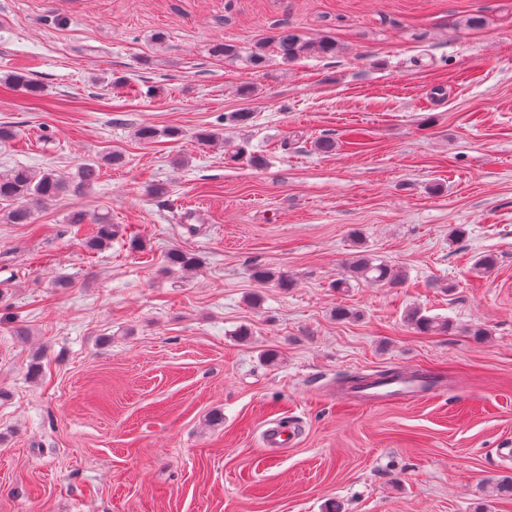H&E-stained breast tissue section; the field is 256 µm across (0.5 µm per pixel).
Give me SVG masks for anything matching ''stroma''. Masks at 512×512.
<instances>
[{
    "mask_svg": "<svg viewBox=\"0 0 512 512\" xmlns=\"http://www.w3.org/2000/svg\"><path fill=\"white\" fill-rule=\"evenodd\" d=\"M285 26L335 53L254 68ZM0 125L2 173L124 159L0 223V512H512V0H0ZM358 254L402 282L335 288ZM394 366L446 383L340 403ZM268 423L299 436L263 447ZM70 224H94L96 232H92L90 236L86 237L88 247L91 249L101 248L105 246L112 239V223L107 216L99 215L88 219L84 212L77 211L71 214L69 218ZM407 321L423 333H436L448 331V320H442L436 316H428L423 314L421 309L414 308L406 315Z\"/></svg>",
    "mask_w": 512,
    "mask_h": 512,
    "instance_id": "35a3bbf8",
    "label": "stroma"
}]
</instances>
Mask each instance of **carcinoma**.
Instances as JSON below:
<instances>
[{"instance_id": "cac0c4a2", "label": "carcinoma", "mask_w": 512, "mask_h": 512, "mask_svg": "<svg viewBox=\"0 0 512 512\" xmlns=\"http://www.w3.org/2000/svg\"><path fill=\"white\" fill-rule=\"evenodd\" d=\"M269 47L274 48L285 62L293 61L308 53L330 55L336 50V45L329 40L309 43L292 30L283 27L269 39L255 43L249 54L250 63L254 67L259 68L265 63L266 50ZM118 161L119 158L114 154L100 161L89 160L79 167L74 180L67 179L49 169L37 172L26 167H17L6 174H0V204L9 205L8 210L4 211L0 218L11 224H30L35 211L60 199L72 188L93 186L101 177L102 167ZM69 223L96 226V231L86 237L87 245L92 249L100 248L112 239V223L104 215L89 219L85 213L77 211L71 214ZM167 262L183 270H191L196 266L195 258L181 251L170 253ZM348 273L349 277L337 281L335 287H350L352 278L375 284H395L398 279V275L389 264L364 255L357 257L348 265ZM253 277L262 284L272 283L283 290L292 287V280L288 275L268 267L256 269ZM406 318L423 333L448 331V321L425 315L418 308L410 310Z\"/></svg>"}]
</instances>
